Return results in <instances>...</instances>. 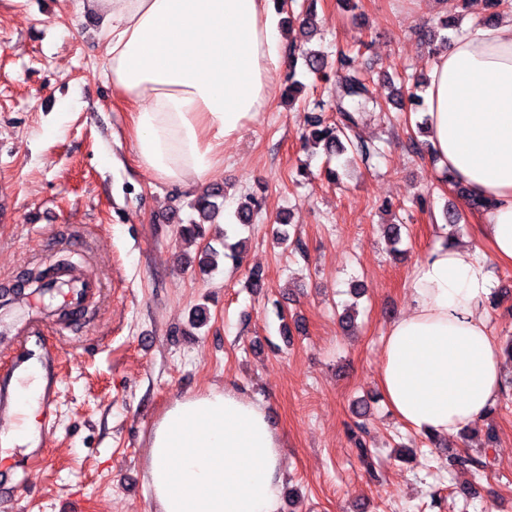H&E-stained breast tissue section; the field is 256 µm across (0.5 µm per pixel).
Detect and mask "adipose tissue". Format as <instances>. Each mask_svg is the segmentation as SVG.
I'll return each instance as SVG.
<instances>
[{"mask_svg":"<svg viewBox=\"0 0 512 512\" xmlns=\"http://www.w3.org/2000/svg\"><path fill=\"white\" fill-rule=\"evenodd\" d=\"M99 20L104 74L131 108L138 165L184 186L224 164L283 63L270 0H81ZM429 140L439 164L491 203L489 253L436 244L414 267L412 304L384 336L380 391L422 435L481 422L503 357L483 313L487 260L512 265V15L464 29L431 65ZM282 439L265 403L228 387L175 399L148 441L158 512H278Z\"/></svg>","mask_w":512,"mask_h":512,"instance_id":"adipose-tissue-1","label":"adipose tissue"}]
</instances>
